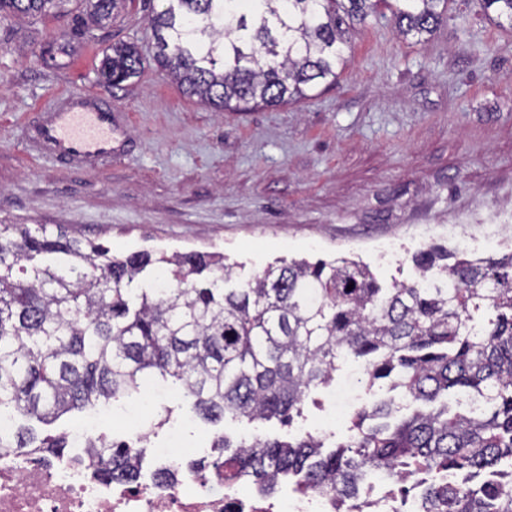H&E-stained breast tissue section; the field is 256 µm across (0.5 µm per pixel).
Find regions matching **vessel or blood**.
<instances>
[{
    "label": "vessel or blood",
    "instance_id": "b4317fda",
    "mask_svg": "<svg viewBox=\"0 0 512 512\" xmlns=\"http://www.w3.org/2000/svg\"><path fill=\"white\" fill-rule=\"evenodd\" d=\"M126 135L110 105L85 92L58 94L28 133L36 151L80 169L111 159Z\"/></svg>",
    "mask_w": 512,
    "mask_h": 512
}]
</instances>
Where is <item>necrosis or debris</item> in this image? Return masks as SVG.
I'll return each mask as SVG.
<instances>
[{"instance_id":"obj_1","label":"necrosis or debris","mask_w":512,"mask_h":512,"mask_svg":"<svg viewBox=\"0 0 512 512\" xmlns=\"http://www.w3.org/2000/svg\"><path fill=\"white\" fill-rule=\"evenodd\" d=\"M76 433L71 458L49 461L36 448H0V512H420L421 495L396 498L388 475L365 473L358 499L340 504L321 486L279 477L273 489L248 472L225 479L215 468L194 467L212 449L147 447V433L128 429L138 475L112 480L97 475L88 443Z\"/></svg>"}]
</instances>
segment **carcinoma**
<instances>
[{
    "label": "carcinoma",
    "mask_w": 512,
    "mask_h": 512,
    "mask_svg": "<svg viewBox=\"0 0 512 512\" xmlns=\"http://www.w3.org/2000/svg\"><path fill=\"white\" fill-rule=\"evenodd\" d=\"M91 4L95 24L128 0H0V20ZM149 18L153 60L189 98L217 110L297 103L334 84L350 62L348 34L391 12L420 42L455 0H165ZM485 16L512 22V0H479ZM133 43H116L99 72L117 86L141 69ZM420 284L386 288L361 261L279 259L246 280L224 256L115 253L89 239L53 236L38 224H0V412L49 424L73 411L118 402L150 379L183 397L186 413L289 424L311 389L351 358L368 386L427 405L452 394L468 403L417 408L400 419L394 400L358 409L348 442L329 453L317 437L220 435L210 464L262 482L288 474L321 483L338 499L360 491L370 468L402 484L422 473H485L480 484L423 489L424 512H512L504 485L512 463V250L436 264L415 256ZM352 289H347L349 284ZM90 447L104 474L134 478L131 450L107 436ZM0 448L61 456L65 435L26 426Z\"/></svg>",
    "instance_id": "1"
}]
</instances>
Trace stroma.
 Instances as JSON below:
<instances>
[{
    "label": "stroma",
    "mask_w": 512,
    "mask_h": 512,
    "mask_svg": "<svg viewBox=\"0 0 512 512\" xmlns=\"http://www.w3.org/2000/svg\"><path fill=\"white\" fill-rule=\"evenodd\" d=\"M164 0H135L111 23L77 27L71 14L0 22V222L65 228L116 252L201 251L238 264L241 278L278 258L347 257L384 283H413L414 253L488 239L512 249V21L459 0L428 37L400 36L391 18L350 32L351 61L335 85L280 107L217 112L184 96L153 61L148 18ZM117 41L138 45L140 73L108 89L101 59ZM99 95L125 113L123 152L104 167L72 170L27 149L25 128L57 94ZM337 371L303 414L278 421H184L187 448L215 435L286 438L329 427L347 440L349 397H387ZM109 421L137 422L151 441L166 428L140 395Z\"/></svg>",
    "instance_id": "stroma-1"
}]
</instances>
